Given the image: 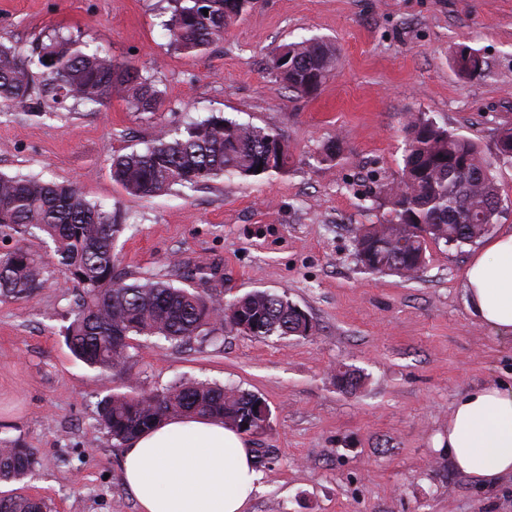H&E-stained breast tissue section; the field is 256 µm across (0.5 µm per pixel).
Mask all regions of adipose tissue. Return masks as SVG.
I'll use <instances>...</instances> for the list:
<instances>
[{"label":"adipose tissue","instance_id":"adipose-tissue-1","mask_svg":"<svg viewBox=\"0 0 512 512\" xmlns=\"http://www.w3.org/2000/svg\"><path fill=\"white\" fill-rule=\"evenodd\" d=\"M465 289L475 320L512 339V228L471 258ZM447 448L455 470L484 485L512 479V384L459 397L448 419ZM123 477L138 512H245L260 480L240 432L196 416L169 417L128 442Z\"/></svg>","mask_w":512,"mask_h":512}]
</instances>
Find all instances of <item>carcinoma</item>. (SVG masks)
Returning <instances> with one entry per match:
<instances>
[{
    "instance_id": "1",
    "label": "carcinoma",
    "mask_w": 512,
    "mask_h": 512,
    "mask_svg": "<svg viewBox=\"0 0 512 512\" xmlns=\"http://www.w3.org/2000/svg\"><path fill=\"white\" fill-rule=\"evenodd\" d=\"M163 23L169 42L188 57L224 40L249 0H169ZM208 14H203V10ZM288 60L269 57V71L296 93H312L336 69L335 48L321 39L282 44ZM39 73L11 47L0 45V111L26 107L70 110L72 105L108 107L118 88L130 108L155 114L163 106L154 76L79 40L54 33L37 43ZM400 178L383 184L375 200L389 209L386 224H363L354 254L375 273L411 279L423 268L430 241L475 242L489 233L499 204L491 162L472 140L454 135L421 115L406 122ZM275 128L212 116L183 132L160 129L142 151L112 158V181L133 197L165 194L174 187L198 188L224 176L271 178L288 166V149ZM262 171H257V167ZM0 226L26 233L33 242L0 256V300L26 299L44 287L39 248L52 245L65 278L81 292L65 342L72 354L101 372L126 362L132 336L157 337L177 346L206 339L231 326L251 336L314 334L316 324L287 298L253 290L222 305L204 291L151 281L125 282L115 271L113 247L124 225L117 212L90 203L71 183L0 175ZM181 279L206 283L218 267L182 261ZM257 394L222 385L190 382L145 393L129 384L96 406V422L119 444L172 415L218 418L238 431L258 433L268 421L254 409ZM35 451L20 441L0 447V479L20 480L32 471ZM0 512H48L28 495L0 496Z\"/></svg>"
}]
</instances>
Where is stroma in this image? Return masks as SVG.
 <instances>
[{
  "mask_svg": "<svg viewBox=\"0 0 512 512\" xmlns=\"http://www.w3.org/2000/svg\"><path fill=\"white\" fill-rule=\"evenodd\" d=\"M168 15V0H0V43L23 58L59 31L120 63L159 64L164 99L149 119L118 94L100 111L0 112V173L72 183L117 210L116 267L127 281L178 286L179 261L214 260L213 297L266 290L317 329L285 338L228 329L183 347L136 336L127 363L103 374L65 344L79 290L46 259V288L0 300V443L36 452L28 476L1 481L0 495H31L49 512H137L123 448L95 406L130 383L151 392L196 380L253 392L270 409L266 429L246 437L262 486L247 512H512L511 481L484 487L450 465L446 448L454 402L512 381V339L465 303L479 243H429L411 280L365 270L353 250L360 225L390 217L372 195L401 174L410 115L495 155L500 129L512 127V0H251L195 57L170 45ZM310 37L334 44L337 69L314 94L288 91L268 56ZM463 44L486 61L482 75L457 73ZM213 115L278 129L287 171L146 198L112 181L113 156ZM336 138V159L315 162ZM344 371L360 375L356 388L340 386Z\"/></svg>",
  "mask_w": 512,
  "mask_h": 512,
  "instance_id": "1",
  "label": "stroma"
}]
</instances>
